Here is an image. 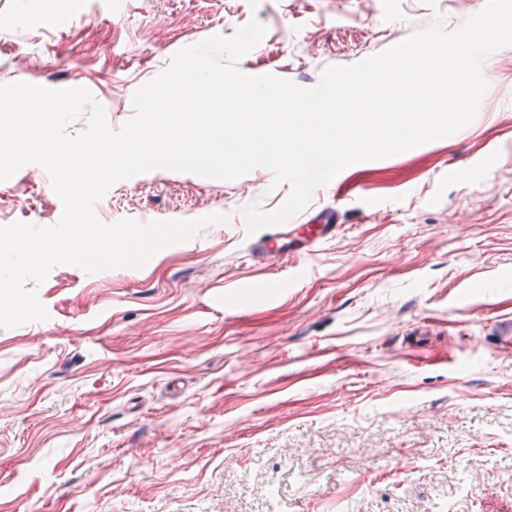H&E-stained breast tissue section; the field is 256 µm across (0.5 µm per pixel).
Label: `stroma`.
I'll list each match as a JSON object with an SVG mask.
<instances>
[{
    "instance_id": "obj_1",
    "label": "stroma",
    "mask_w": 512,
    "mask_h": 512,
    "mask_svg": "<svg viewBox=\"0 0 512 512\" xmlns=\"http://www.w3.org/2000/svg\"><path fill=\"white\" fill-rule=\"evenodd\" d=\"M482 0H0V84L93 83L109 125L180 49L267 29L248 75L316 84ZM475 119L353 164L302 219L312 254L260 260L239 215L289 185L156 169L104 224L227 213L140 269L64 265L49 318L0 328V512H512V46ZM47 172L0 182V226L56 224Z\"/></svg>"
}]
</instances>
